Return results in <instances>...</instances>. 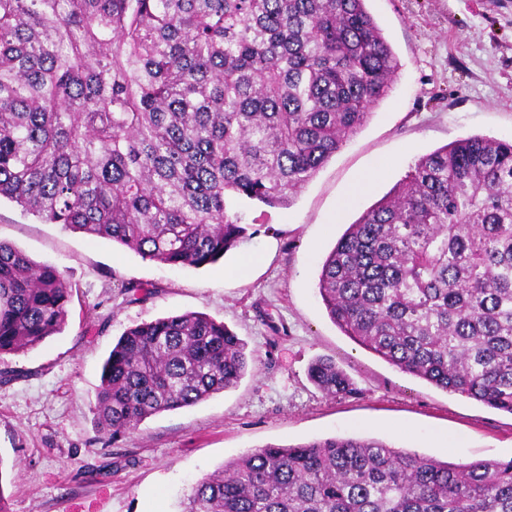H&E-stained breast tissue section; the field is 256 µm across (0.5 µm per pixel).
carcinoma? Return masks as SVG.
I'll return each instance as SVG.
<instances>
[{"instance_id":"carcinoma-1","label":"carcinoma","mask_w":512,"mask_h":512,"mask_svg":"<svg viewBox=\"0 0 512 512\" xmlns=\"http://www.w3.org/2000/svg\"><path fill=\"white\" fill-rule=\"evenodd\" d=\"M397 59L366 0H0V199L144 260L201 269L246 233L235 198L288 204L386 98ZM330 320L393 367L512 414V142L420 157L348 225L317 282ZM73 287L0 241V355L65 324ZM256 358L185 312L127 329L97 426L238 385ZM327 397L353 391L317 360ZM182 512H512V459L380 438L269 444L197 480Z\"/></svg>"}]
</instances>
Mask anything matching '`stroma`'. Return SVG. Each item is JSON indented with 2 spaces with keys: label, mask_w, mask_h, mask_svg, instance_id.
I'll return each instance as SVG.
<instances>
[{
  "label": "stroma",
  "mask_w": 512,
  "mask_h": 512,
  "mask_svg": "<svg viewBox=\"0 0 512 512\" xmlns=\"http://www.w3.org/2000/svg\"><path fill=\"white\" fill-rule=\"evenodd\" d=\"M399 69L367 124L289 205L247 206L246 237L204 269L171 268L0 202V241L73 284L67 322L0 356V492L10 512H181L191 485L267 444L374 436L451 462L512 458V415L403 373L345 336L316 288L347 225L419 157L463 135L512 140V0H367ZM379 179L348 198L364 174ZM131 281L147 284L125 293ZM200 312L256 357L236 388L115 438L92 412L103 363L128 328ZM332 360L356 391L325 397Z\"/></svg>",
  "instance_id": "obj_1"
}]
</instances>
